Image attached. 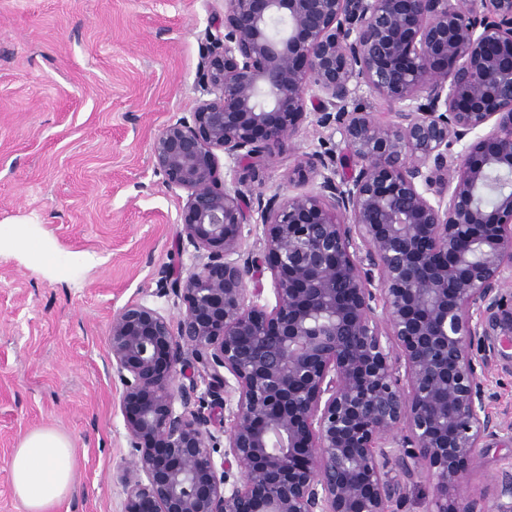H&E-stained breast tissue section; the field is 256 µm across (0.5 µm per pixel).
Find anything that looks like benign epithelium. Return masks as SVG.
I'll return each instance as SVG.
<instances>
[{"label":"benign epithelium","instance_id":"1","mask_svg":"<svg viewBox=\"0 0 512 512\" xmlns=\"http://www.w3.org/2000/svg\"><path fill=\"white\" fill-rule=\"evenodd\" d=\"M199 84L152 160L187 191L178 243L205 261L164 272L178 323L131 301L109 330L122 512H390L393 472L420 469L434 512H483L461 479L505 430L482 376L489 324L512 332V0H226ZM363 86L391 118L349 109ZM307 118L340 134L344 168L315 152L288 176L310 190L226 188L218 153L256 171ZM262 263L272 305L248 299ZM496 496L512 512V467Z\"/></svg>","mask_w":512,"mask_h":512}]
</instances>
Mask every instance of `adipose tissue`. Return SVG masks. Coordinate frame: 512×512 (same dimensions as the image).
I'll return each instance as SVG.
<instances>
[{"label": "adipose tissue", "instance_id": "adipose-tissue-1", "mask_svg": "<svg viewBox=\"0 0 512 512\" xmlns=\"http://www.w3.org/2000/svg\"><path fill=\"white\" fill-rule=\"evenodd\" d=\"M73 476L72 444L49 428L27 434L11 460L13 493L26 512H53L67 497Z\"/></svg>", "mask_w": 512, "mask_h": 512}]
</instances>
